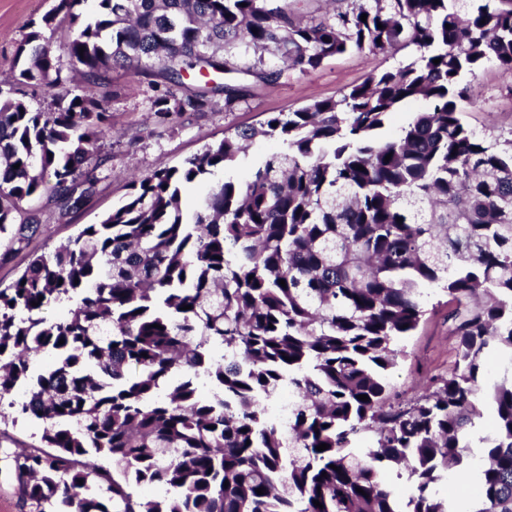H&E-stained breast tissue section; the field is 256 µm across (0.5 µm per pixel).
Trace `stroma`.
Instances as JSON below:
<instances>
[{
  "mask_svg": "<svg viewBox=\"0 0 512 512\" xmlns=\"http://www.w3.org/2000/svg\"><path fill=\"white\" fill-rule=\"evenodd\" d=\"M58 3L0 0V89L10 88L6 78L32 23ZM409 55L406 49L339 55L314 70L285 72L276 84L255 88L232 108L219 102L211 111L177 117L165 126L154 122L146 80L122 70L112 72L117 95L109 104L112 128L97 144L107 162L94 194L78 211L66 216L59 214L50 194L25 202V209L36 214L42 229L6 259H0V284L12 283L31 256L49 253L86 225L99 223L125 198L131 181L157 165H181L205 145L220 141L225 132L257 125L268 113L289 112L316 100L338 98L371 72L393 69ZM474 91L476 103L467 108L465 122L487 136L512 139V77L504 76L495 65H485L474 82ZM423 303L425 314L417 329L395 342L402 354L390 373V383L403 400L421 395L430 379L447 374L455 361L458 338L452 333L450 319L454 303L439 288L430 289ZM41 434L36 422L23 417L0 425V512H19L12 457L22 449L40 446Z\"/></svg>",
  "mask_w": 512,
  "mask_h": 512,
  "instance_id": "obj_1",
  "label": "stroma"
}]
</instances>
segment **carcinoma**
I'll use <instances>...</instances> for the list:
<instances>
[{
  "instance_id": "1",
  "label": "carcinoma",
  "mask_w": 512,
  "mask_h": 512,
  "mask_svg": "<svg viewBox=\"0 0 512 512\" xmlns=\"http://www.w3.org/2000/svg\"><path fill=\"white\" fill-rule=\"evenodd\" d=\"M80 2L60 0L70 32L58 41L43 39L55 17H42L0 98V235L19 225L6 255L39 229L22 202L46 177L63 214L94 193L112 69L147 80L165 125L218 96L230 107L284 67L415 54L338 99L273 112L158 166L0 288V421L32 418L47 447L14 459L21 512H453L439 486L448 469L463 473L468 430L488 408L470 512H512V140L462 120L465 76L493 63L512 77V0H357L306 24L271 0H98L93 22L72 12ZM64 58L81 77L74 89ZM202 69L222 81L185 82ZM42 84L60 88L51 112L22 98ZM257 136L284 149L212 184L185 214L184 187ZM430 286L456 303V358L403 404L389 389L393 342L418 327ZM494 351L505 365L487 388ZM41 353L55 357L45 369ZM285 386L296 398L286 428L268 413ZM395 468L411 484L404 511L387 481ZM144 487L167 498L141 497Z\"/></svg>"
}]
</instances>
